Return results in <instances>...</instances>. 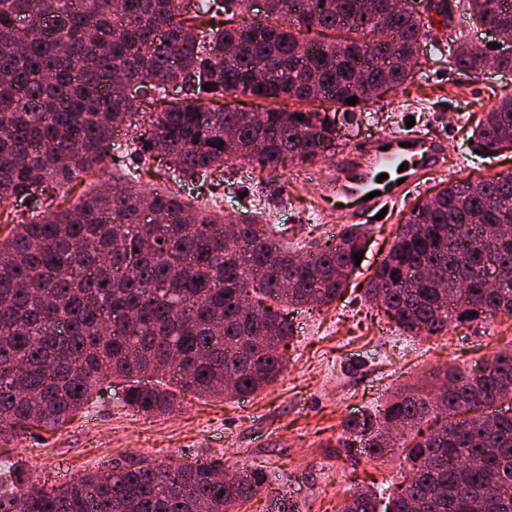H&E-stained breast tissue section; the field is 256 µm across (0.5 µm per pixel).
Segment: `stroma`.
<instances>
[{
  "mask_svg": "<svg viewBox=\"0 0 512 512\" xmlns=\"http://www.w3.org/2000/svg\"><path fill=\"white\" fill-rule=\"evenodd\" d=\"M432 32L423 43L412 78L402 88L369 103L340 124L337 149L385 132L446 134V165L429 174L422 188L394 208L387 221L364 216V256L342 299L325 307L291 309L293 334L283 350L286 367L279 380L256 394L236 399L178 393L175 410L146 417L123 403L121 381H106L99 393L57 432L0 442V467H23L51 487L97 469L124 467L141 459L157 464L222 458L225 468H262L271 481L243 503L239 512H340L346 497L368 486L388 496L410 472L400 449L384 457L367 455L360 439L343 432L350 418L382 408L400 387L431 383L438 369L476 370L498 351L512 348V318L452 325L442 336H411L398 329L364 288L387 255L400 224L413 207L442 189L444 182L488 180L512 173V148L476 154L473 128L512 94V71L477 77L457 70L448 46L450 31L493 43L491 35L454 17L445 28L440 16L419 4ZM328 159L317 160L315 177L304 165L287 164L280 175L253 170L236 161L224 182L194 186L196 206L225 218L256 215L266 224L287 226V245L298 251L325 241L343 223L335 200L321 184Z\"/></svg>",
  "mask_w": 512,
  "mask_h": 512,
  "instance_id": "stroma-1",
  "label": "stroma"
}]
</instances>
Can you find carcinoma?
<instances>
[{
	"label": "carcinoma",
	"instance_id": "1",
	"mask_svg": "<svg viewBox=\"0 0 512 512\" xmlns=\"http://www.w3.org/2000/svg\"><path fill=\"white\" fill-rule=\"evenodd\" d=\"M248 2L200 0L187 16L182 0H0V224L11 226L0 239V442L61 427L110 377L125 380V405L146 415L173 411V385L254 394L286 366L288 306L342 296L362 252L355 225L299 255L252 217L228 236L224 216L138 179L154 167L206 180L239 160L270 173L314 163L339 135L337 110H359L411 77L391 60L417 56L427 24L393 0H373V10L368 0H265L260 22L243 16ZM430 8L512 42V0ZM452 58L477 76L487 61L512 70V55L485 45L471 54L455 43ZM127 83L166 104L139 111ZM175 86L185 97L167 99ZM237 93L265 108L220 104ZM118 116L132 138L115 158ZM474 136L486 154L512 143L511 93ZM107 159L129 179L65 205L72 182ZM29 197L55 210L17 220L9 203ZM485 263L499 287L482 286ZM366 294L415 335L512 317V174L448 182L401 225ZM442 375L428 393L405 389L383 414L347 420L344 432L371 435L364 449L380 457L440 419L403 444L411 476L389 497L391 512H512V414L496 409L512 407V350ZM223 467L140 460L50 489L16 468L0 472V512H237L268 484L261 469L220 477ZM377 505L375 491L356 490L342 512Z\"/></svg>",
	"mask_w": 512,
	"mask_h": 512
}]
</instances>
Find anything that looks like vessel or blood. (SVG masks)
Returning <instances> with one entry per match:
<instances>
[{"label":"vessel or blood","instance_id":"b4317fda","mask_svg":"<svg viewBox=\"0 0 512 512\" xmlns=\"http://www.w3.org/2000/svg\"><path fill=\"white\" fill-rule=\"evenodd\" d=\"M445 140L435 134L384 133L358 140L333 161L327 196L355 202L358 212L379 211L420 187L441 168Z\"/></svg>","mask_w":512,"mask_h":512}]
</instances>
